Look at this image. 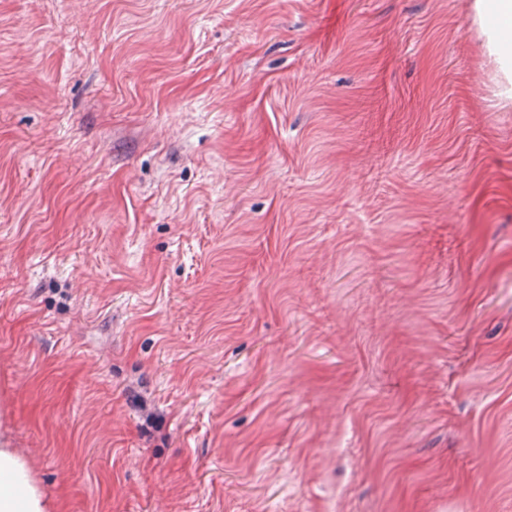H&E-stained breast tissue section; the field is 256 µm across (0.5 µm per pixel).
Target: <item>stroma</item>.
<instances>
[{"mask_svg": "<svg viewBox=\"0 0 512 512\" xmlns=\"http://www.w3.org/2000/svg\"><path fill=\"white\" fill-rule=\"evenodd\" d=\"M0 447L63 512H512L471 0H0Z\"/></svg>", "mask_w": 512, "mask_h": 512, "instance_id": "35a3bbf8", "label": "stroma"}]
</instances>
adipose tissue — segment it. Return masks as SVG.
I'll return each mask as SVG.
<instances>
[{"label":"adipose tissue","mask_w":512,"mask_h":512,"mask_svg":"<svg viewBox=\"0 0 512 512\" xmlns=\"http://www.w3.org/2000/svg\"><path fill=\"white\" fill-rule=\"evenodd\" d=\"M474 21L490 56L509 81L500 95L512 100V0H474ZM0 512H60L57 499L39 487L29 462L13 448H0Z\"/></svg>","instance_id":"1"}]
</instances>
